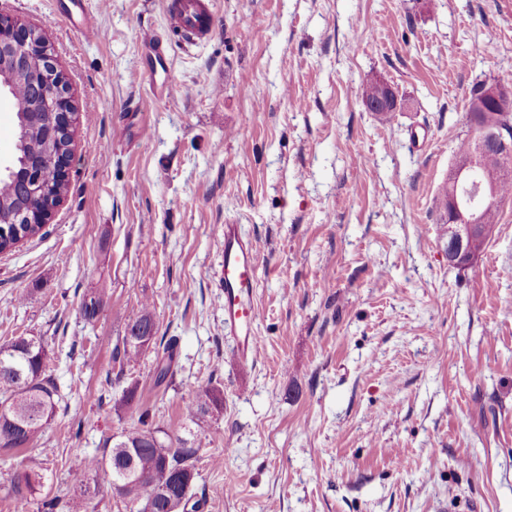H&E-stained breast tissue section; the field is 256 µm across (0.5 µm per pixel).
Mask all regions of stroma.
<instances>
[{"label": "stroma", "instance_id": "35a3bbf8", "mask_svg": "<svg viewBox=\"0 0 512 512\" xmlns=\"http://www.w3.org/2000/svg\"><path fill=\"white\" fill-rule=\"evenodd\" d=\"M164 2L86 0L93 41L56 0H0L52 45L74 105L68 190L0 255V343L42 338L60 391L0 464V512L15 476L73 493L142 410L180 426L211 385L224 413L189 438L203 512H512V199L465 269L437 208L472 87L512 96V0H210L198 44ZM146 30L168 47L164 99ZM376 78L400 102L388 121L362 101ZM226 223L259 247L252 364L224 329ZM145 301L175 342L164 391L153 352L113 354Z\"/></svg>", "mask_w": 512, "mask_h": 512}]
</instances>
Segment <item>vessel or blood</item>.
Returning <instances> with one entry per match:
<instances>
[{
    "label": "vessel or blood",
    "instance_id": "vessel-or-blood-1",
    "mask_svg": "<svg viewBox=\"0 0 512 512\" xmlns=\"http://www.w3.org/2000/svg\"><path fill=\"white\" fill-rule=\"evenodd\" d=\"M165 16L169 30L179 33L188 43L206 40L213 31V14L207 0H165ZM66 17L77 24L85 38L94 39L101 33L100 28L86 18L82 0H69ZM223 235L224 328L234 339L237 359L248 363L258 355L259 256L252 239L242 235L238 225H224Z\"/></svg>",
    "mask_w": 512,
    "mask_h": 512
}]
</instances>
